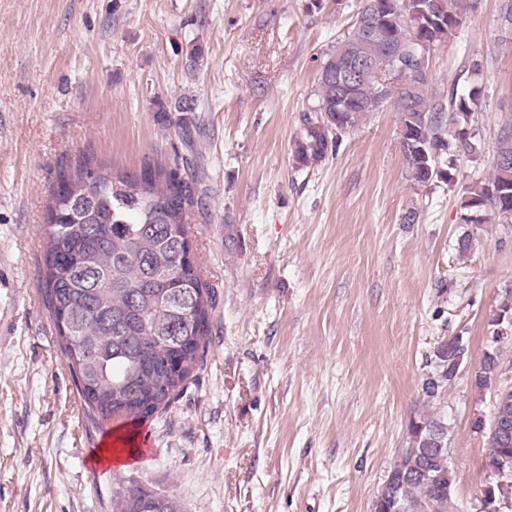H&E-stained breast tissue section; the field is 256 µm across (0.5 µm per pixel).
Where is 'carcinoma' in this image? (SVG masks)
I'll return each instance as SVG.
<instances>
[{"instance_id":"carcinoma-1","label":"carcinoma","mask_w":512,"mask_h":512,"mask_svg":"<svg viewBox=\"0 0 512 512\" xmlns=\"http://www.w3.org/2000/svg\"><path fill=\"white\" fill-rule=\"evenodd\" d=\"M425 0H360L356 21L369 16L383 25L390 43L403 51L399 77L392 87L382 77L384 52L367 43L369 63L354 86L357 101L375 103V111L393 105L402 124V149L414 181L426 184L448 176L442 159L453 138L465 151L458 126L468 112L465 100L445 120V107L431 102L427 75L414 63V34L400 19L385 22L383 8L399 13L424 6ZM432 19H423L432 42L441 41L459 23V0H432ZM353 44L345 38L326 55L323 68L343 69ZM336 111L335 87L318 75L316 102L303 112L293 139L298 168L321 163L342 137L372 110L359 107L346 115L335 134L324 131L323 113ZM179 164L131 172L108 167L91 156L63 170L48 195L42 242L43 303L59 337L61 352L84 402L88 422L98 427L114 418L137 421L165 412L187 388L203 361L210 334L212 291L196 263L186 255V224L198 206L196 184ZM462 221L481 224L490 212L512 219V121L502 127L492 174L467 188ZM433 377L423 384L435 401L451 384L448 345L437 347ZM499 351L488 347L474 371L475 386L488 388L500 377ZM488 466L512 480V442L491 433L492 420L478 418ZM411 447L395 463L390 485L399 512H459L448 470V426L436 412L419 415L410 427ZM118 512H182L178 499L143 490L123 495Z\"/></svg>"}]
</instances>
